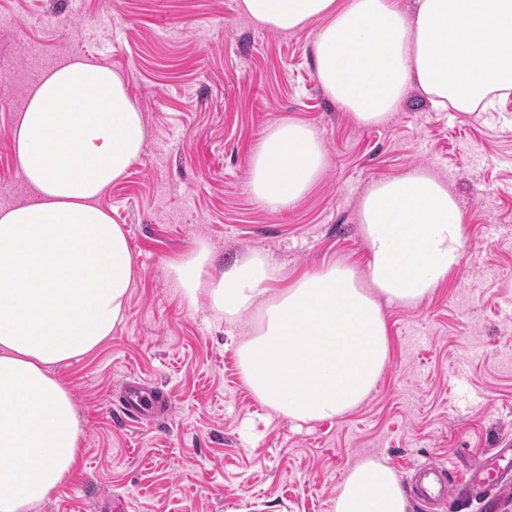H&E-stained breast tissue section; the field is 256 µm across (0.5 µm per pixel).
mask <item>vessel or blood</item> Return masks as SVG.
I'll return each instance as SVG.
<instances>
[{
  "mask_svg": "<svg viewBox=\"0 0 512 512\" xmlns=\"http://www.w3.org/2000/svg\"><path fill=\"white\" fill-rule=\"evenodd\" d=\"M115 397L119 410L141 423H158L167 418L174 408L172 398L165 389L135 376L121 381ZM497 454V449H486L464 473L453 477L443 475L436 466L421 467L422 479L416 490L422 497L434 494L442 500L462 493L480 501L484 512H498V490L504 483L512 481V474L490 467V459Z\"/></svg>",
  "mask_w": 512,
  "mask_h": 512,
  "instance_id": "b4317fda",
  "label": "vessel or blood"
}]
</instances>
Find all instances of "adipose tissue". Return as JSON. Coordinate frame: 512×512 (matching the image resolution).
Masks as SVG:
<instances>
[{
	"label": "adipose tissue",
	"mask_w": 512,
	"mask_h": 512,
	"mask_svg": "<svg viewBox=\"0 0 512 512\" xmlns=\"http://www.w3.org/2000/svg\"><path fill=\"white\" fill-rule=\"evenodd\" d=\"M279 31L322 20L318 80L358 123L377 124L418 85L433 108L473 112L512 92V0H241ZM145 128L123 80L72 60L34 88L14 135L31 202L0 209V512H37L80 460L81 419L55 365L88 354L127 312L136 262L127 232L98 206L139 158ZM324 164V148L298 121L268 129L250 190L286 208ZM371 260L334 262L284 282L257 253L206 277V244L173 262L187 302L207 295L234 323L260 306L259 328L238 348L255 397L308 423L343 416L373 391L389 356L384 305L414 307L457 267L464 215L447 185L423 168L373 183L359 207ZM334 512H408L395 471L358 461Z\"/></svg>",
	"instance_id": "adipose-tissue-1"
}]
</instances>
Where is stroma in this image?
Segmentation results:
<instances>
[{"label": "stroma", "mask_w": 512, "mask_h": 512, "mask_svg": "<svg viewBox=\"0 0 512 512\" xmlns=\"http://www.w3.org/2000/svg\"><path fill=\"white\" fill-rule=\"evenodd\" d=\"M0 14L21 97L67 59L104 65L146 131L99 200L128 233L137 279L111 336L55 370L84 436L77 468L40 512H94L103 496L127 499L129 512H334L360 459L404 479L420 463L462 471L512 440V95L491 112H441L414 87L385 121L362 125L318 81L316 21L274 30L240 0H0ZM288 120L316 129L325 164L303 198L273 211L250 192L251 161L267 128ZM13 130L0 123V208L32 196ZM415 167L463 211L458 267L419 306L384 307L389 359L356 409L298 423L265 407L236 353L255 313L228 325L206 296L188 304L171 263L203 242L215 277L256 252L289 280L336 261L364 270L361 197ZM130 374L173 394L162 424L110 409Z\"/></svg>", "instance_id": "obj_1"}]
</instances>
